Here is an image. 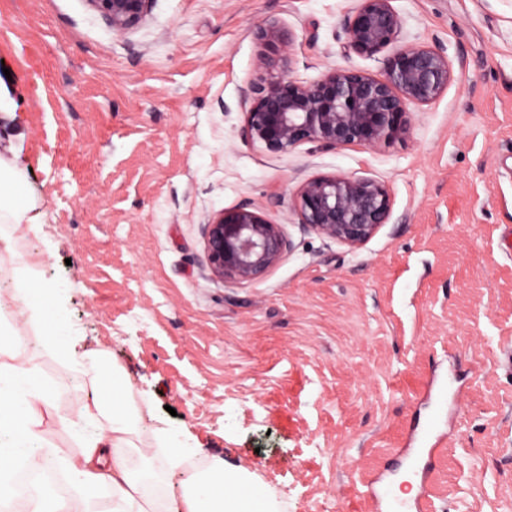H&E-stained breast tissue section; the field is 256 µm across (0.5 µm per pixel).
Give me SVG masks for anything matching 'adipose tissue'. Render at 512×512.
I'll return each instance as SVG.
<instances>
[{
	"label": "adipose tissue",
	"instance_id": "adipose-tissue-1",
	"mask_svg": "<svg viewBox=\"0 0 512 512\" xmlns=\"http://www.w3.org/2000/svg\"><path fill=\"white\" fill-rule=\"evenodd\" d=\"M120 379L111 387L98 386L91 397L61 425L83 429L106 416L108 425L85 438L78 452L56 457L41 444V427L53 392L49 382L32 363H0V501L14 499L22 475L59 464L73 488L60 498L49 487L33 501V512H90L102 486L112 490V512H148L151 489L128 466L125 436L132 428L129 409L105 412L108 390H120ZM165 512H268L259 495L248 493L237 475L229 473L223 460H212L206 470L188 472L179 495L170 497Z\"/></svg>",
	"mask_w": 512,
	"mask_h": 512
}]
</instances>
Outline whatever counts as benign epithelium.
Returning <instances> with one entry per match:
<instances>
[{"instance_id":"1","label":"benign epithelium","mask_w":512,"mask_h":512,"mask_svg":"<svg viewBox=\"0 0 512 512\" xmlns=\"http://www.w3.org/2000/svg\"><path fill=\"white\" fill-rule=\"evenodd\" d=\"M118 35L134 33L154 0H86ZM393 0H358L346 16L348 50L383 56L380 76L334 68L314 81L291 75V37L277 23L258 25L264 48L260 76L242 88L248 104L242 138L272 155L306 143L328 148H375L410 134V106L429 105L448 91L454 70L443 53L398 44L400 17ZM298 223L317 235L357 249L392 215L389 188L370 176L316 175L296 191ZM203 252L211 275L227 284L263 280L290 252L284 225L252 204L226 208L202 225Z\"/></svg>"}]
</instances>
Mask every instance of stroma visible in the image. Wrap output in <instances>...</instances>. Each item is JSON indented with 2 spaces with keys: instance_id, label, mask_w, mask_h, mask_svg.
<instances>
[{
  "instance_id": "35a3bbf8",
  "label": "stroma",
  "mask_w": 512,
  "mask_h": 512,
  "mask_svg": "<svg viewBox=\"0 0 512 512\" xmlns=\"http://www.w3.org/2000/svg\"><path fill=\"white\" fill-rule=\"evenodd\" d=\"M357 0H155L122 37L86 0H0V160L37 229L2 224L0 295L36 280L77 344L0 309L32 333L55 386L45 445L75 453L57 418L103 364L141 413L128 464L159 431L202 447L266 494L274 512H369L362 484L415 495L406 448L445 433L429 478L437 512H512V0H393L400 42L446 54L455 79L413 108L406 140L374 149L247 144L240 90L259 76V24L293 38L295 77L378 75L382 57L345 46ZM370 176L392 217L357 249L303 228L306 178ZM250 203L292 249L259 282L215 279L201 226ZM13 251V252H14ZM106 360H98V351Z\"/></svg>"
}]
</instances>
